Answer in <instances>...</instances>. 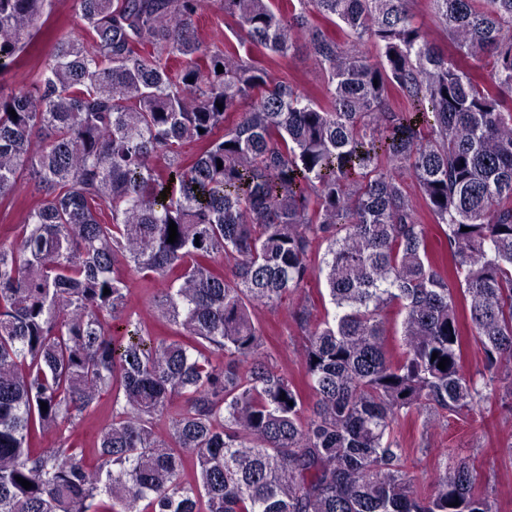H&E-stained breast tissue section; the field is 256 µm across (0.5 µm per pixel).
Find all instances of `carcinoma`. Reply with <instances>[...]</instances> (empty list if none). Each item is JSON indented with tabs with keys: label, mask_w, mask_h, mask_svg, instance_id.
Segmentation results:
<instances>
[{
	"label": "carcinoma",
	"mask_w": 512,
	"mask_h": 512,
	"mask_svg": "<svg viewBox=\"0 0 512 512\" xmlns=\"http://www.w3.org/2000/svg\"><path fill=\"white\" fill-rule=\"evenodd\" d=\"M47 2L0 0V72ZM73 2L81 34L0 88V205L34 197L0 242V512H499L446 448L421 492L399 428L512 416V0H430L450 51L412 0H215L241 31L222 48L202 0ZM303 52L321 100L272 71ZM131 271L164 285L151 314L169 335L129 311ZM313 278L334 312L291 313L306 397L253 315ZM105 394L96 466L32 447ZM428 1L429 0H413L411 4L413 12L416 14L419 22L423 24L430 38L441 47H447L448 51H450L452 48L448 45L443 31L436 25Z\"/></svg>",
	"instance_id": "1"
}]
</instances>
